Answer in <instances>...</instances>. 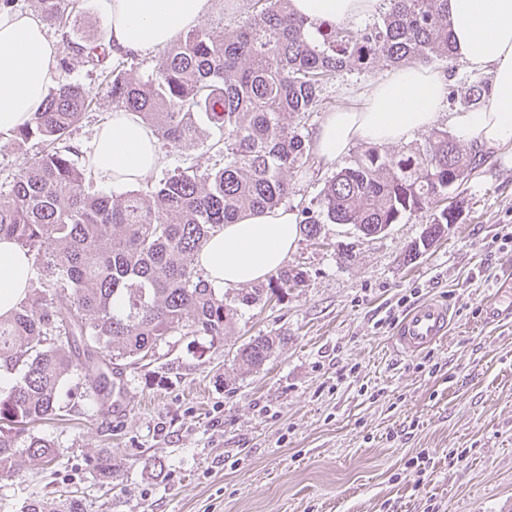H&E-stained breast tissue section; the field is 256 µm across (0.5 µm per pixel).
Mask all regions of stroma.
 Returning <instances> with one entry per match:
<instances>
[{
  "mask_svg": "<svg viewBox=\"0 0 512 512\" xmlns=\"http://www.w3.org/2000/svg\"><path fill=\"white\" fill-rule=\"evenodd\" d=\"M389 75L344 71L308 133ZM67 79L93 101L71 135L87 151L115 106L81 60ZM484 159L453 191L459 222L416 259L430 212L375 236L325 224L285 264L303 286L239 309L223 340L171 336L151 365L123 362L110 410L73 370L61 417L27 427L57 457L0 476V512L70 495L86 512H512V297L487 318L495 282L512 273V144ZM413 291L446 302L452 324L407 357L385 317L403 318L397 302ZM258 334L283 342L261 369H239L238 349ZM105 449L120 468L108 489L87 467ZM421 452L423 473L408 465Z\"/></svg>",
  "mask_w": 512,
  "mask_h": 512,
  "instance_id": "obj_1",
  "label": "stroma"
}]
</instances>
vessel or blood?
Here are the masks:
<instances>
[{"label": "vessel or blood", "instance_id": "1", "mask_svg": "<svg viewBox=\"0 0 512 512\" xmlns=\"http://www.w3.org/2000/svg\"><path fill=\"white\" fill-rule=\"evenodd\" d=\"M449 310L446 304L425 301L413 306L400 322L393 339L397 352L414 355L431 347L446 336Z\"/></svg>", "mask_w": 512, "mask_h": 512}]
</instances>
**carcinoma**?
Masks as SVG:
<instances>
[{
	"label": "carcinoma",
	"instance_id": "cac0c4a2",
	"mask_svg": "<svg viewBox=\"0 0 512 512\" xmlns=\"http://www.w3.org/2000/svg\"><path fill=\"white\" fill-rule=\"evenodd\" d=\"M30 2L66 44L60 71L75 57L99 70L115 106L137 113L172 151L218 130L209 145L218 160L203 173L177 167L119 195L97 192L89 165L76 162L84 151L71 140L91 100L68 81L11 133L19 149L31 142L41 148L25 154L0 191V237L33 257L37 275L18 308L0 315V367L20 371L0 397V475L15 472L25 427L58 416L72 368L104 400L115 390V360L150 361L170 336L221 340L238 306L280 300L303 283L302 273L284 270L228 304L196 259L207 239L242 213L273 210L288 198L287 176L313 160L303 129L322 108L324 87L344 70L447 60L454 50L448 0H380L377 20L360 28L300 16L291 0H253L237 26L207 21L181 35L160 54L155 76L140 80L129 73L135 54L114 62L106 45L71 38L78 0ZM455 93L475 107L489 100L491 87L472 82ZM482 164L476 144L465 148L446 130L407 150L368 148L326 180L315 204L298 206L296 223L313 239L325 223L368 236L430 211L421 239L427 249L460 220L448 191ZM277 344L273 336L251 337L237 351L239 367L260 368ZM23 452L39 468L58 449L33 436ZM117 473L112 452L94 459L93 478L102 486H112Z\"/></svg>",
	"mask_w": 512,
	"mask_h": 512
}]
</instances>
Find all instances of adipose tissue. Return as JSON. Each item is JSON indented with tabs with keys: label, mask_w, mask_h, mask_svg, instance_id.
<instances>
[{
	"label": "adipose tissue",
	"mask_w": 512,
	"mask_h": 512,
	"mask_svg": "<svg viewBox=\"0 0 512 512\" xmlns=\"http://www.w3.org/2000/svg\"><path fill=\"white\" fill-rule=\"evenodd\" d=\"M109 37L116 48L139 55L163 48L208 16L211 0H106ZM379 0H292L298 14L346 23L371 17ZM454 54L473 72L491 71L493 92L482 109L461 115L460 140L490 149L512 142V0H448ZM55 45L40 18L0 13V132L29 121L54 76ZM448 101L445 73L404 66L369 90L361 105L326 114L312 141L319 162L332 166L356 140L397 144L431 127ZM163 164L151 129L118 110L91 142L89 166L115 186L136 185ZM299 226L284 208L247 214L225 225L203 246L198 263L210 281L235 290L265 280L295 248ZM33 260L12 239H0V315L24 299Z\"/></svg>",
	"instance_id": "ef3b65f1"
}]
</instances>
